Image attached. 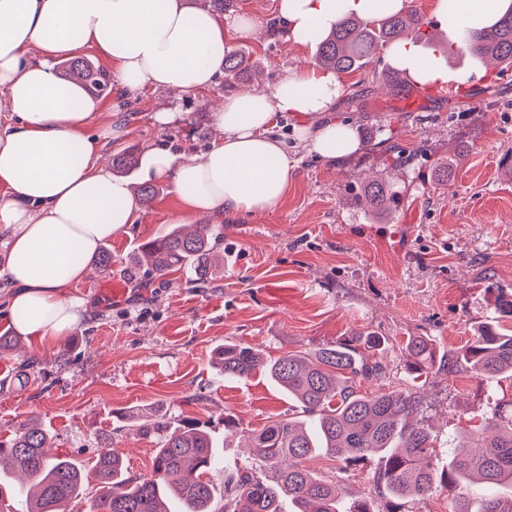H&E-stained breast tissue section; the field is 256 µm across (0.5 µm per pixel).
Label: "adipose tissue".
<instances>
[{
	"instance_id": "adipose-tissue-1",
	"label": "adipose tissue",
	"mask_w": 512,
	"mask_h": 512,
	"mask_svg": "<svg viewBox=\"0 0 512 512\" xmlns=\"http://www.w3.org/2000/svg\"><path fill=\"white\" fill-rule=\"evenodd\" d=\"M503 6L434 0V13L454 45L461 30L482 27ZM406 7L407 0H276L275 17L289 41L313 47L341 17L380 19ZM255 28L254 18L229 22L189 0H0V93L8 106L0 126V235L9 245L6 279L19 335L49 343L68 334L84 309L71 289L87 259L139 217L133 189L102 155L103 143L122 129L85 134L100 102L61 78L56 62L88 47L124 89L189 94L214 85L234 40ZM33 47L39 57L30 56ZM387 56L415 85L448 83L443 57L424 54L414 40L393 43ZM340 91L335 72L306 64L273 90L225 97L210 114L222 137L202 160L156 143L146 152L144 177L172 184L179 224L201 214L234 219L271 210L287 196L293 168L277 114L296 118V140L310 151L341 158L357 149L349 123L328 116ZM316 114L327 120L310 126Z\"/></svg>"
}]
</instances>
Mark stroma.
<instances>
[{
	"label": "stroma",
	"mask_w": 512,
	"mask_h": 512,
	"mask_svg": "<svg viewBox=\"0 0 512 512\" xmlns=\"http://www.w3.org/2000/svg\"><path fill=\"white\" fill-rule=\"evenodd\" d=\"M274 5L234 0L226 13L257 22L235 44L260 68L256 89L275 88L298 61L315 55L288 42ZM393 78L382 51L341 75L330 115L350 123L358 150L335 160L296 147L285 199L270 212L223 220L224 271L205 282L189 284L180 272L141 288L124 271V259L162 234L179 206L171 184L159 183L136 224L108 240L111 271L89 270L75 286L85 307L78 325L50 345L26 337L18 350L0 355V436L36 418L59 454L86 461L108 434L138 475L150 469L156 440L120 426L115 415L160 407L175 418L210 422L225 438V461L241 463L249 454L247 431L272 417L298 416L299 408L261 374L225 380L212 364L216 346L234 342L276 358L356 334L382 336L389 342L383 382L357 385L359 394L371 395L384 385L404 386L408 337H430L452 355L484 323L512 327V317L495 308L500 294H512V68L444 89L412 85L396 96ZM223 96L220 83L188 95L116 86L85 132L124 129L120 141L106 143L110 157L142 154L164 141L198 159L219 136L209 113ZM161 109L186 118L157 128L152 114ZM446 158L455 164L441 185L433 165ZM377 177L399 193L395 211L382 218L359 194ZM418 392L423 422L443 446L459 428H481L512 397V375L490 383L462 364L438 366L420 379ZM227 415L239 435L225 436ZM308 465L341 477L347 492L371 500L375 512H393L394 501L373 480L377 460L345 475L325 454Z\"/></svg>",
	"instance_id": "stroma-1"
}]
</instances>
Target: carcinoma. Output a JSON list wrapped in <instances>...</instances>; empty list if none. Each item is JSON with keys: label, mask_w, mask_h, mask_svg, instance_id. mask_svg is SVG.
<instances>
[{"label": "carcinoma", "mask_w": 512, "mask_h": 512, "mask_svg": "<svg viewBox=\"0 0 512 512\" xmlns=\"http://www.w3.org/2000/svg\"><path fill=\"white\" fill-rule=\"evenodd\" d=\"M423 15L414 7L403 13L368 21L346 16L316 49L317 64L338 74L364 68L376 51L405 37L421 33ZM457 51L474 60L493 59L512 67V8L492 26L465 33ZM65 75L99 93L111 92L107 72L87 59L62 65ZM256 69L247 53L224 59V90L234 92L253 79ZM369 206L385 211L398 196L376 179L364 186ZM224 238L223 228L197 224L191 233L174 226L141 244L126 260L134 277L164 279L190 271L195 280L213 272L214 251ZM385 339L351 336L315 353L287 354L271 360L262 351L236 343L214 349L213 362L224 378L241 380L260 369L288 398L306 421L276 418L249 437L251 460L232 471L222 466L219 442L211 427L197 419H172L156 409L119 415V420L153 436L152 467L132 475L112 450V438L100 439L101 451L91 465L98 484L93 512H372L364 498L349 499L336 481L311 472L306 462L321 453L341 462L340 472L378 459L373 475L377 487L403 503L436 491L451 499V512H512V400L485 419L483 434L459 432L449 441L451 460L434 466L436 455L423 424V406L416 391L422 375L442 360L428 336L410 337L402 346L407 356L409 382L405 387L360 395L356 383L386 377L381 356ZM457 358L487 379L512 373V332L483 325ZM86 465L54 452L50 433L34 421L21 422L0 440V498L4 480L21 473L29 483L26 512H66L81 497ZM224 476L229 493L217 505L214 477Z\"/></svg>", "instance_id": "obj_1"}]
</instances>
